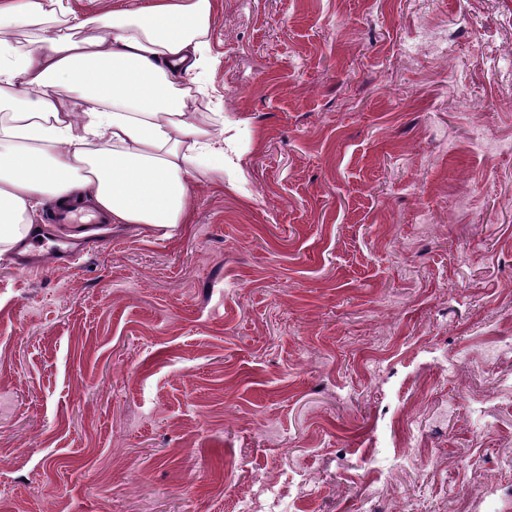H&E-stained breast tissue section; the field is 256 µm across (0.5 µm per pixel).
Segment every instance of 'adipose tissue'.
Returning <instances> with one entry per match:
<instances>
[{
  "mask_svg": "<svg viewBox=\"0 0 512 512\" xmlns=\"http://www.w3.org/2000/svg\"><path fill=\"white\" fill-rule=\"evenodd\" d=\"M218 0H0V254L45 202L115 224L189 223L199 174L224 180V115H202Z\"/></svg>",
  "mask_w": 512,
  "mask_h": 512,
  "instance_id": "ef3b65f1",
  "label": "adipose tissue"
}]
</instances>
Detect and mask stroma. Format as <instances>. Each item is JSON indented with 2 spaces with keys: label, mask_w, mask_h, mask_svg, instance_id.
Returning <instances> with one entry per match:
<instances>
[{
  "label": "stroma",
  "mask_w": 512,
  "mask_h": 512,
  "mask_svg": "<svg viewBox=\"0 0 512 512\" xmlns=\"http://www.w3.org/2000/svg\"><path fill=\"white\" fill-rule=\"evenodd\" d=\"M210 56L190 223L0 256V512H512V0H221ZM261 502L266 512H284L287 501L282 496L280 489L270 482L269 480H263L259 483L255 494L252 497L246 498L242 505L239 507V512H258L256 503Z\"/></svg>",
  "instance_id": "stroma-1"
}]
</instances>
